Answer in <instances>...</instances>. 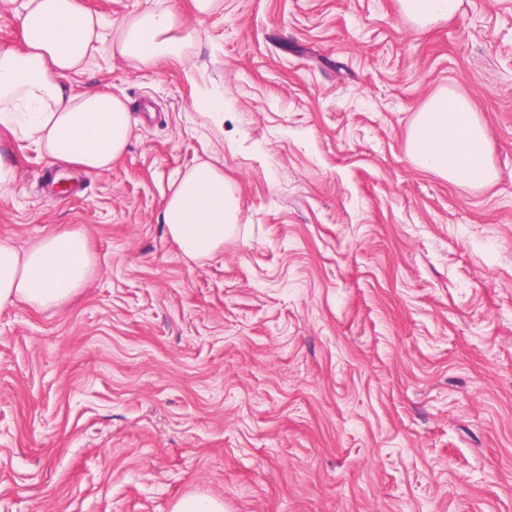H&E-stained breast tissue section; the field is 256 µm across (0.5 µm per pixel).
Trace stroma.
Returning <instances> with one entry per match:
<instances>
[{"instance_id":"35a3bbf8","label":"stroma","mask_w":512,"mask_h":512,"mask_svg":"<svg viewBox=\"0 0 512 512\" xmlns=\"http://www.w3.org/2000/svg\"><path fill=\"white\" fill-rule=\"evenodd\" d=\"M86 3L199 38L156 73L104 45L72 79L132 116L95 176L0 130V240L78 231L94 259L61 306L0 310V512H512V0L424 26L400 0ZM436 95L470 102L494 180L409 160ZM215 153L240 221L190 261L158 215ZM171 512H224L221 500L204 494H196L178 499Z\"/></svg>"}]
</instances>
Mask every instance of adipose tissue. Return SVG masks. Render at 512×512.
<instances>
[{"label":"adipose tissue","mask_w":512,"mask_h":512,"mask_svg":"<svg viewBox=\"0 0 512 512\" xmlns=\"http://www.w3.org/2000/svg\"><path fill=\"white\" fill-rule=\"evenodd\" d=\"M21 48L0 46V129H23L52 161L92 175L110 168L133 135L124 97L107 90L77 94L73 75L85 71L99 44L138 71L187 58L197 31L171 8L147 9L109 22L82 0H24ZM488 132L468 101L440 95L413 120L407 154L449 181L492 177ZM240 207L221 166L203 162L170 186L158 221L192 260L214 257L236 228ZM91 268L85 236L58 231L20 251L0 241V309L23 302L59 306L84 287Z\"/></svg>","instance_id":"1"}]
</instances>
